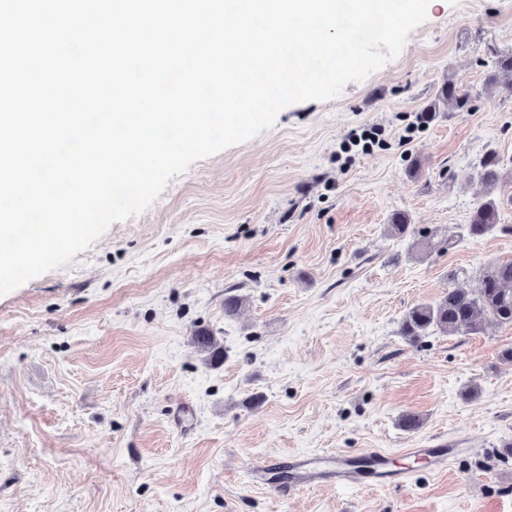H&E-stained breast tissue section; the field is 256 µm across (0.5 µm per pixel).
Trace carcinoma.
Returning a JSON list of instances; mask_svg holds the SVG:
<instances>
[{
	"label": "carcinoma",
	"instance_id": "obj_1",
	"mask_svg": "<svg viewBox=\"0 0 512 512\" xmlns=\"http://www.w3.org/2000/svg\"><path fill=\"white\" fill-rule=\"evenodd\" d=\"M443 99L456 111L468 107L470 95L450 84L442 91ZM500 180L499 158L491 152L480 162L476 182L483 189ZM498 228V202L484 197L472 211L465 230L470 238H478ZM499 324L512 323V261L485 268L480 274V288L475 293L466 288H450L435 304H422L410 309L402 319V335L414 340L434 328L448 336L478 334L483 320Z\"/></svg>",
	"mask_w": 512,
	"mask_h": 512
}]
</instances>
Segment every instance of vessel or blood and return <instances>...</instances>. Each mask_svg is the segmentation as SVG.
<instances>
[{"mask_svg": "<svg viewBox=\"0 0 512 512\" xmlns=\"http://www.w3.org/2000/svg\"><path fill=\"white\" fill-rule=\"evenodd\" d=\"M406 457L427 460L437 471L447 469L455 451L447 443L433 448L405 449ZM269 489L283 494L301 487L325 484L348 487H402L412 477L411 470L396 467L390 452L364 450L355 455L344 453H299L268 459L263 466Z\"/></svg>", "mask_w": 512, "mask_h": 512, "instance_id": "obj_1", "label": "vessel or blood"}]
</instances>
